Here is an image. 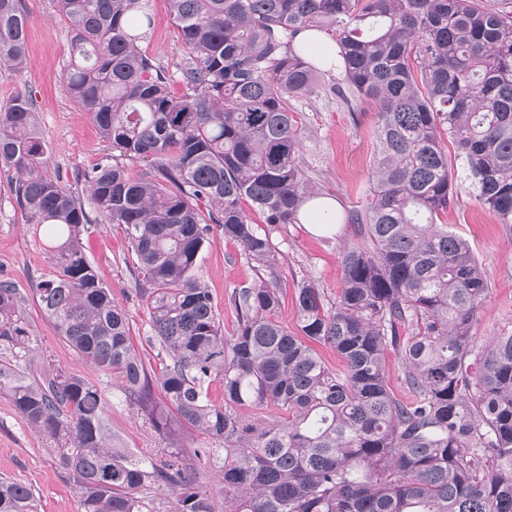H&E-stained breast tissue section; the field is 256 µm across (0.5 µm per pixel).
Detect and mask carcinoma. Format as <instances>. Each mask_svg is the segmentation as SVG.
Returning a JSON list of instances; mask_svg holds the SVG:
<instances>
[{
	"instance_id": "1",
	"label": "carcinoma",
	"mask_w": 512,
	"mask_h": 512,
	"mask_svg": "<svg viewBox=\"0 0 512 512\" xmlns=\"http://www.w3.org/2000/svg\"><path fill=\"white\" fill-rule=\"evenodd\" d=\"M148 2L58 0L71 26L67 88L117 151L85 180L104 221L123 226L156 380L83 250V204L48 173L29 100L0 106V171H14L15 202L50 239L55 273L33 288L45 317L138 409L160 392L171 417L151 418L157 430L173 420L224 444L156 458L112 445L98 385L58 368L30 377L38 344L25 297L1 280L0 392L55 448L83 512H161L150 498L160 484L175 495L169 512H214L188 475L202 464L221 476L226 512H512V332L474 344L488 278L439 223L463 184L451 142L475 199L512 226V0H168L183 47L172 72L140 47ZM30 24L20 0H0L1 66L24 69ZM305 30L336 54L307 57ZM335 69L330 91L352 112L375 107L377 121L365 200L334 214L302 174L291 99ZM122 156L145 169L131 174ZM310 201L319 223L359 224L364 241L342 255L336 305L302 282L291 333L274 319L273 233L301 223ZM215 227L266 273L231 292L232 336L197 276ZM391 350L411 404L389 387ZM216 380L222 404L209 399ZM246 405L288 417L258 427L238 416ZM39 509L30 486L0 477V512Z\"/></svg>"
}]
</instances>
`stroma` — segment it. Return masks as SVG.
I'll return each instance as SVG.
<instances>
[{"mask_svg": "<svg viewBox=\"0 0 512 512\" xmlns=\"http://www.w3.org/2000/svg\"><path fill=\"white\" fill-rule=\"evenodd\" d=\"M21 6L31 18L27 67L18 73L0 66V104L19 93L29 98L47 147L50 173L60 174L82 204L90 205L83 175L112 148L100 138L90 112L72 98L63 79L70 31L57 0H21ZM149 11L155 23L142 48L157 63L172 66L181 56L182 46L167 0H149ZM333 82V77H318L313 91L293 99L292 105L302 129V172L322 195L335 199L341 212L357 205L368 188L377 115L367 106L357 116H350L330 92ZM446 222L449 230L467 241L487 274L489 291L471 327L475 344L482 346L492 337L512 331V229L495 223L468 190L461 192ZM273 238L279 250L277 286L281 296L276 318L293 332L297 329L294 296L298 285L313 280L326 302H335L342 286L341 253L361 244L363 237L355 224H340L335 231L320 235L308 232L304 225L290 224ZM46 245L43 227L27 222L13 199L7 174L0 173V279L14 282L28 294L32 283L54 271ZM84 247L114 300L126 310L132 341L149 372L160 373L162 364L145 342L150 315L136 292L123 230L119 225L96 221ZM198 276L212 295L225 335H233L238 316L229 296L233 289L257 281L258 271L247 262L237 243L215 231L200 254ZM26 311L39 344L34 368H60L100 383L108 404L107 429L119 446L151 457L170 447L181 448L188 455L197 448L216 447V440L191 428L171 436L157 431L146 414L129 405L117 381L79 358L58 337L29 294ZM0 476L35 490L41 512H82L78 489L59 467L55 450L27 426L3 393Z\"/></svg>", "mask_w": 512, "mask_h": 512, "instance_id": "1", "label": "stroma"}]
</instances>
